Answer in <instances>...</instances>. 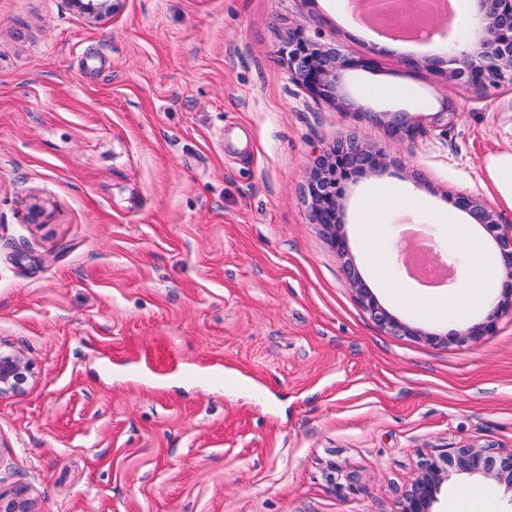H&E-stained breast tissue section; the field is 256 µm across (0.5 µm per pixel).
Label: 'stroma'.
<instances>
[{"mask_svg": "<svg viewBox=\"0 0 512 512\" xmlns=\"http://www.w3.org/2000/svg\"><path fill=\"white\" fill-rule=\"evenodd\" d=\"M344 0H0V347L34 378L0 398V512H400L423 458L512 452V310L491 335L430 345L381 329L312 224L313 150L354 135L393 165L345 188L350 255L414 326L452 322L397 302L358 246L361 202L395 185L420 207L379 225L387 254L424 225L466 263L441 210L492 199L484 163L512 153V85L445 81L456 30L382 40ZM306 22L374 66L339 111L288 77L278 33ZM436 68H428V61ZM451 106L448 125L436 112ZM423 133L394 138L386 114ZM342 465L360 491L326 477ZM491 480L456 475L437 512ZM121 0H72L82 14L89 17H99L102 14L116 12Z\"/></svg>", "mask_w": 512, "mask_h": 512, "instance_id": "1", "label": "stroma"}]
</instances>
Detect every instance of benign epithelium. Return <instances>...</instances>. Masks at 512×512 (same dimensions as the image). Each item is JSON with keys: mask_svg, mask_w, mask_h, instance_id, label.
I'll use <instances>...</instances> for the list:
<instances>
[{"mask_svg": "<svg viewBox=\"0 0 512 512\" xmlns=\"http://www.w3.org/2000/svg\"><path fill=\"white\" fill-rule=\"evenodd\" d=\"M121 0H72L80 12L89 17L114 13ZM470 39L452 48L455 67L447 78L474 89L497 88L512 84V0H477ZM279 53L290 78L316 99L333 103L344 110L354 107L346 91L348 76L373 66L370 59L356 58L346 49L325 38L318 28L300 23L290 25L281 36ZM391 133L413 139L420 129L403 112L389 120ZM388 165V154L349 136L314 156L305 172L303 186L312 223L320 226L344 267L356 298L372 321L398 336H410L430 344H464L475 342L493 332L499 313L512 309V229L502 233L496 211L478 198L460 197L456 206L474 223L495 234L504 278L501 298L488 309L481 321L463 332L449 336L412 326L382 305L365 283L349 258L348 240L342 230L343 183L359 175H377ZM34 377L33 364L18 350L0 351V398L23 393ZM333 487L350 494L358 492L351 478L336 481L341 466L328 465ZM454 475H467L495 481L505 494L512 496V453L500 454L491 448L449 447L438 457L423 459L421 474L405 493L400 512H436L442 485Z\"/></svg>", "mask_w": 512, "mask_h": 512, "instance_id": "benign-epithelium-1", "label": "benign epithelium"}]
</instances>
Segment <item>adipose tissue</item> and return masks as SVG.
<instances>
[{
    "label": "adipose tissue",
    "mask_w": 512,
    "mask_h": 512,
    "mask_svg": "<svg viewBox=\"0 0 512 512\" xmlns=\"http://www.w3.org/2000/svg\"><path fill=\"white\" fill-rule=\"evenodd\" d=\"M408 201V196L394 186L369 197L363 204L365 220L360 230L361 249L381 288L388 291L393 290L394 285L387 278L386 252L380 245L377 222L386 208ZM438 219L440 223L447 225L458 251L466 256L468 268L466 278L458 290L447 294H432L428 300L432 311L451 313L462 319L467 316L474 303L489 300V290L493 288L499 270L482 243L453 213H440Z\"/></svg>",
    "instance_id": "1"
}]
</instances>
